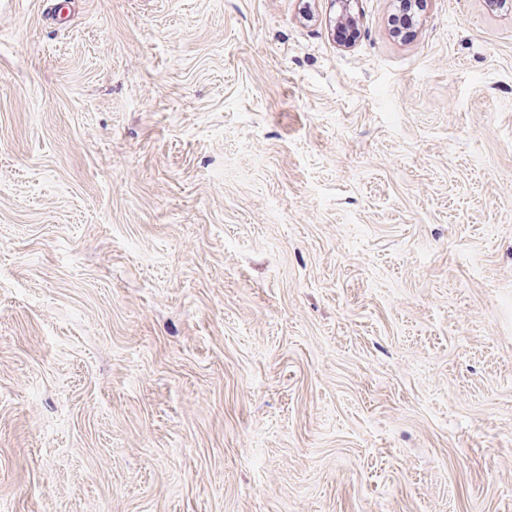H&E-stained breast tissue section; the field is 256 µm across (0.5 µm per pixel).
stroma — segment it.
Listing matches in <instances>:
<instances>
[{
	"instance_id": "obj_1",
	"label": "stroma",
	"mask_w": 512,
	"mask_h": 512,
	"mask_svg": "<svg viewBox=\"0 0 512 512\" xmlns=\"http://www.w3.org/2000/svg\"><path fill=\"white\" fill-rule=\"evenodd\" d=\"M394 12L0 0V512H512V8Z\"/></svg>"
}]
</instances>
